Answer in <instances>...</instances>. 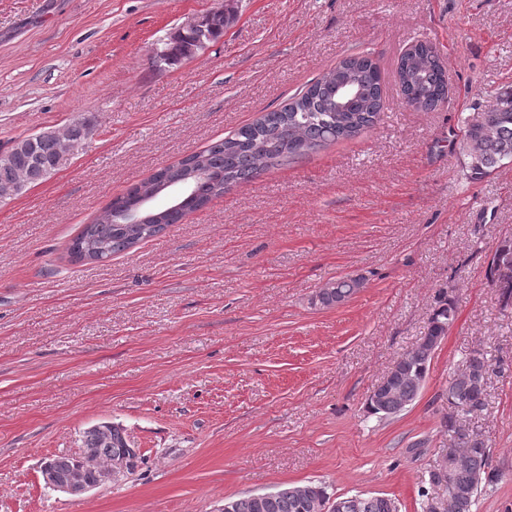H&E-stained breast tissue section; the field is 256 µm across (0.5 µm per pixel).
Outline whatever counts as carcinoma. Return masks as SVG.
I'll list each match as a JSON object with an SVG mask.
<instances>
[{
    "label": "carcinoma",
    "mask_w": 512,
    "mask_h": 512,
    "mask_svg": "<svg viewBox=\"0 0 512 512\" xmlns=\"http://www.w3.org/2000/svg\"><path fill=\"white\" fill-rule=\"evenodd\" d=\"M233 11H216L203 32L192 31L168 44L164 63L176 65L190 59L205 44L217 40ZM397 80L411 107L432 111L447 98L448 74L440 54L428 44L410 47L397 61ZM383 76L368 53L351 55L323 73L281 108L212 142L176 165L156 171L149 179L112 199L91 223L83 225L71 240L68 252L75 261H101L125 252L177 224L224 194V186L257 178L263 171L294 160L339 141L353 139L375 128L385 108ZM90 129L79 118L72 119L60 133L44 130L32 134L0 152V199L15 198L32 185L45 181L59 170L88 137ZM460 149L467 157L469 180H479L512 164V86L487 100L486 109L464 118ZM187 184L188 194L164 214L154 207L141 209L145 199L168 196L177 185ZM489 283L507 300L512 298V239L503 240L489 266ZM363 283L341 276L326 283L317 295L323 307L347 302ZM455 304L440 301L430 319L431 328L420 338L422 349L404 353L396 361V377L387 397L369 405L374 415L393 403L396 394L414 399L425 381L431 357L423 351L436 336H445L455 320ZM471 375H455L448 384L452 413L447 422L464 412V407H486L485 373L492 366L487 354L473 351L467 358ZM127 445L120 426L105 430L93 427L83 433V450L106 461ZM459 452L462 464L448 469V512H472L482 484L499 478L491 465L492 454L483 438L474 433L459 437L450 452ZM325 489L321 486L280 487L269 493L266 512H317L315 504ZM344 512H398L396 502L383 495L355 494L341 498Z\"/></svg>",
    "instance_id": "cac0c4a2"
}]
</instances>
